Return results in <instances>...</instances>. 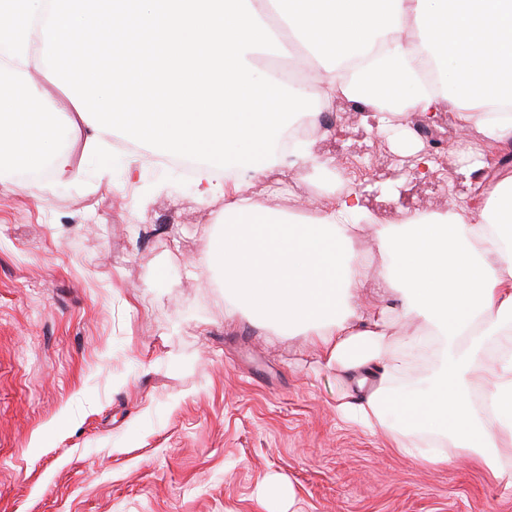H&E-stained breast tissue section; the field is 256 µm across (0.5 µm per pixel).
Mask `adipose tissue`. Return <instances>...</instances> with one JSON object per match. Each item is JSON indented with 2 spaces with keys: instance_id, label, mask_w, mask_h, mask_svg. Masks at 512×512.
<instances>
[{
  "instance_id": "obj_1",
  "label": "adipose tissue",
  "mask_w": 512,
  "mask_h": 512,
  "mask_svg": "<svg viewBox=\"0 0 512 512\" xmlns=\"http://www.w3.org/2000/svg\"><path fill=\"white\" fill-rule=\"evenodd\" d=\"M270 54L307 61L308 79L257 76ZM35 55L42 81L71 98L86 151L121 127L198 159V198L224 199L223 231L207 237L198 266L222 271L225 293L256 321L303 329L326 367L377 377L369 394L339 401L342 420L421 464L447 463L452 446L500 473L512 447V175L399 224L378 223L350 187L325 188L302 220L248 187L282 163L330 173L308 136L285 129L339 99L384 126L447 109L512 149V0H0V173L47 169L43 198L73 163L55 145V105L30 76ZM67 57L79 62L69 78ZM366 226L398 306L371 308L361 294ZM412 319L423 328L391 344ZM434 339L439 367L418 395L404 376Z\"/></svg>"
}]
</instances>
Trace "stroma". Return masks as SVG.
Instances as JSON below:
<instances>
[{
	"label": "stroma",
	"instance_id": "stroma-1",
	"mask_svg": "<svg viewBox=\"0 0 512 512\" xmlns=\"http://www.w3.org/2000/svg\"><path fill=\"white\" fill-rule=\"evenodd\" d=\"M43 90L75 175L43 201L0 176V512H512V491L457 449L422 466L338 419L358 376L325 368L301 331L255 326L241 306L227 322L221 275L193 265L223 198L201 202L120 135L84 152L69 97ZM440 128L462 165L483 159L477 128ZM373 137L388 156L426 149L410 120L384 131L363 111L313 137L372 211L443 212L469 194L385 159L358 170ZM326 183L276 165L249 191L290 211ZM274 477L292 502L267 492Z\"/></svg>",
	"mask_w": 512,
	"mask_h": 512
}]
</instances>
